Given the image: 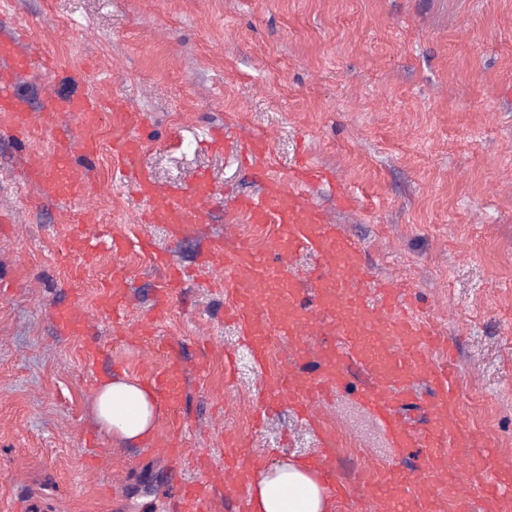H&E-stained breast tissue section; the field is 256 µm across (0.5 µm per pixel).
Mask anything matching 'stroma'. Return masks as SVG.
I'll return each mask as SVG.
<instances>
[{
  "label": "stroma",
  "mask_w": 512,
  "mask_h": 512,
  "mask_svg": "<svg viewBox=\"0 0 512 512\" xmlns=\"http://www.w3.org/2000/svg\"><path fill=\"white\" fill-rule=\"evenodd\" d=\"M20 26L55 67L15 87L32 116L24 135L0 113V512L17 498L27 512H171L172 484L199 480L157 445L99 433L89 343L103 380L182 362V445L213 468L229 432L265 465L318 448L289 407L256 422L261 373L224 319L229 290L200 264L224 231L225 200L258 191L262 172L287 177L302 157L355 196L343 209L335 190H311L361 240L372 273L401 279L454 345L461 409L488 442L475 456L492 468L512 461V0H0V33ZM50 94L124 96L143 115L154 179L183 187L203 174L220 192L210 223L177 239L137 223L145 204L113 177L108 112L83 129L96 157H73L89 164L92 189L44 195L23 170L30 155L50 157L38 120ZM244 129L267 136L265 168L237 156L231 138ZM86 211L105 239L88 268L66 248ZM127 227L194 272L134 346L95 305L116 265L130 286L128 335L155 305L164 275L149 254L106 245ZM76 298L90 330L59 335L52 310ZM359 383L323 411L346 482L393 456L357 402Z\"/></svg>",
  "instance_id": "1"
}]
</instances>
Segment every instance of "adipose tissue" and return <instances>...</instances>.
<instances>
[{"label":"adipose tissue","mask_w":512,"mask_h":512,"mask_svg":"<svg viewBox=\"0 0 512 512\" xmlns=\"http://www.w3.org/2000/svg\"><path fill=\"white\" fill-rule=\"evenodd\" d=\"M93 411L100 432L128 446L150 440L160 417L154 392L124 372L100 385ZM249 507L251 512H333L335 504L322 474L291 459L252 471Z\"/></svg>","instance_id":"obj_1"}]
</instances>
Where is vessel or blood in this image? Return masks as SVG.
<instances>
[{"label": "vessel or blood", "mask_w": 512, "mask_h": 512, "mask_svg": "<svg viewBox=\"0 0 512 512\" xmlns=\"http://www.w3.org/2000/svg\"><path fill=\"white\" fill-rule=\"evenodd\" d=\"M50 65L44 53L22 49L18 36L0 37V112L14 117L17 131H25L28 114L12 88L31 72ZM106 109L111 110L119 128L112 142V165L147 202V223L166 225L174 237L207 223L217 196L215 186L202 176L182 189L158 184L141 162L142 115L120 97L113 98L108 108L88 95L49 101L41 120L53 135L54 164L32 165L30 178L46 195L60 200L86 190L83 169L71 167L61 175L55 163L66 160L73 150L70 120H91ZM238 145L255 164H265L269 142L264 136L244 134ZM324 183L336 185L335 173L304 160L290 171L287 180L269 176L259 194L230 199L224 206L225 223L235 224L243 218L252 224L277 225L278 231L266 252L237 240L229 247L214 244L204 260L205 266L222 272L225 284L234 290L232 301L224 306V316L237 324L256 366L265 364L271 337L288 344V369L263 376L264 408L288 403L312 427H319L323 393L348 386L352 368H360L366 380L357 391L359 404L372 412L392 447L401 452L417 448L423 456L416 476H405L393 468L384 484L367 469L357 474L353 485H340L339 498L359 495L373 512H392L405 494L419 512H512L511 477L469 458L468 481L463 484L450 468L451 456H466L468 449L484 447L485 441L466 425L452 363L431 356L432 351L441 350L446 338L432 318L413 307L399 280L371 276L360 241L347 234L309 195L310 186ZM304 253L313 255L317 263L315 275L309 278L295 267L296 258ZM128 299L125 274L122 268H115L98 291L96 308L116 321L126 310ZM52 316L62 335L81 336L88 328L80 303L55 308ZM309 358L320 363V372L313 378L301 368ZM146 379L156 390L165 415L158 444L170 458L182 461L183 425L175 409L184 368L170 359L150 369ZM422 381L432 390L424 404L431 422L427 429L416 428L401 416L402 408L416 397L415 385ZM321 445L316 465L328 481H335L331 464L336 454L335 434H322ZM240 447L238 436L226 437L223 486L209 479L192 486L178 484L179 512H222L225 499L245 493L257 458L243 455Z\"/></svg>", "instance_id": "1"}]
</instances>
